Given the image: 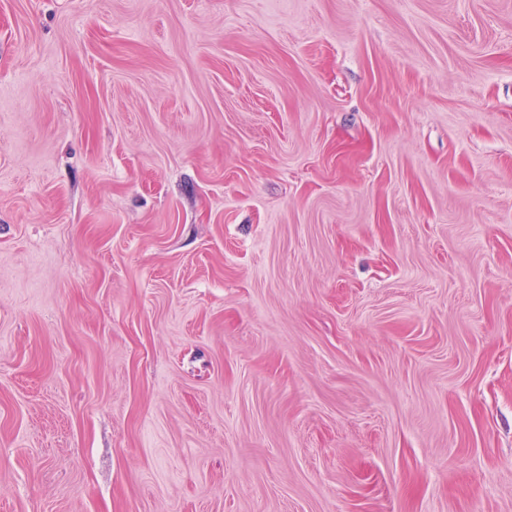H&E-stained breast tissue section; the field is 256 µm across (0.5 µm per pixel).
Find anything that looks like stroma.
I'll list each match as a JSON object with an SVG mask.
<instances>
[{"label":"stroma","instance_id":"obj_1","mask_svg":"<svg viewBox=\"0 0 512 512\" xmlns=\"http://www.w3.org/2000/svg\"><path fill=\"white\" fill-rule=\"evenodd\" d=\"M0 512H512V0H0Z\"/></svg>","mask_w":512,"mask_h":512}]
</instances>
